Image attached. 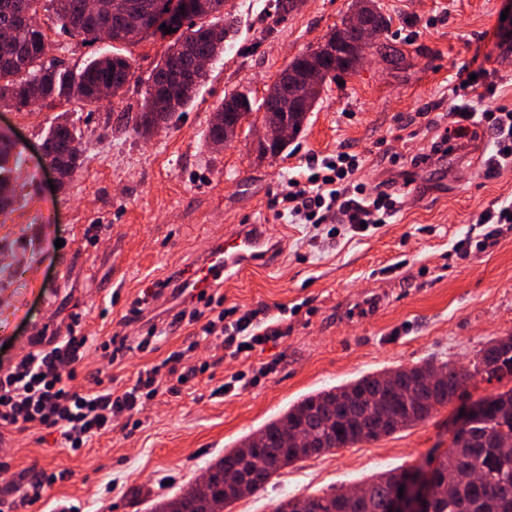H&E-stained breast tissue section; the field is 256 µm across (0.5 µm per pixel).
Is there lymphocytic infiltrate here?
Segmentation results:
<instances>
[{"instance_id": "f902f5d3", "label": "lymphocytic infiltrate", "mask_w": 512, "mask_h": 512, "mask_svg": "<svg viewBox=\"0 0 512 512\" xmlns=\"http://www.w3.org/2000/svg\"><path fill=\"white\" fill-rule=\"evenodd\" d=\"M453 129L432 139L428 152L412 157L413 166L433 164L439 157L463 150L471 127H486L492 135L491 169L512 166V107L498 103L499 85L493 75L465 80L451 90ZM361 156L339 151L311 157L305 171L293 176L290 189L280 201L282 209L302 223L325 224L332 218L360 228L383 224L399 210L401 201L393 187L395 178L374 188L357 180L363 168ZM197 326V340L187 351H176L150 368L139 371L134 383L119 392L91 391L74 385L75 366L89 352L116 362L126 353L149 351L156 327H149L138 343L128 337L111 336L102 342L81 332L80 317H73L63 336L41 343L15 364L0 369V439L32 430L59 433L65 448L79 451L94 437L111 430L123 414L143 409L157 397L161 387L179 393L185 382L205 374L210 361L191 360L200 343L219 342L226 358H250L281 336L279 328L257 321L255 313H235L225 307L223 295H209L202 306L185 308L173 315L171 327Z\"/></svg>"}]
</instances>
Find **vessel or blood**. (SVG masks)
Here are the masks:
<instances>
[{
  "instance_id": "1",
  "label": "vessel or blood",
  "mask_w": 512,
  "mask_h": 512,
  "mask_svg": "<svg viewBox=\"0 0 512 512\" xmlns=\"http://www.w3.org/2000/svg\"><path fill=\"white\" fill-rule=\"evenodd\" d=\"M276 251L264 225L237 224L218 238L197 260L191 272L183 274L179 286L193 299L209 296L232 271L270 262Z\"/></svg>"
}]
</instances>
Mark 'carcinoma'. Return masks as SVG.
<instances>
[{"mask_svg":"<svg viewBox=\"0 0 512 512\" xmlns=\"http://www.w3.org/2000/svg\"><path fill=\"white\" fill-rule=\"evenodd\" d=\"M15 0H0V30L11 33L15 55L0 59V103L18 110L27 100L66 101L92 105L100 102L99 89L112 87L118 97L133 78L130 60L119 54L105 55L90 61L78 77L68 71L47 67L43 58L52 43L44 27L22 23L14 7ZM61 27L83 40L98 39L99 28L108 25L112 40H127L129 30L165 13L168 0H123L121 21L112 16L91 15L85 0H49ZM355 9L364 14L377 40L389 31L390 20L375 0H354ZM208 15L190 19L186 30L175 43L189 41L198 55L218 59L224 47L214 43L211 28L223 34L233 31L235 17L224 11V0H205ZM358 57L345 54L338 64L329 65L324 80L332 81L339 72H353ZM167 61L161 60L149 81L161 85L157 93H146L143 111L130 118L132 130L146 136L162 117L158 104L173 99L176 109L163 117L172 120L193 102L207 74L195 83L172 82L175 92L167 95L165 83ZM283 94L273 84L260 108L273 114ZM81 133L60 113L50 125L43 144L48 149L47 162L70 178L79 167ZM17 145L0 134V211L9 205L13 193L11 159L17 158ZM512 375V335L498 338L479 350L470 366L462 368L451 361L439 365L425 363L396 370L394 383L387 385L382 374L365 375L344 386L308 395L279 419L271 421L245 437L239 445L207 468L205 493L186 490L161 499L152 512H224L235 501L265 489L270 480L289 465L319 456L338 448H352L362 442L376 441L401 429L429 419L436 406H446L456 395L459 378L482 376L499 380ZM466 428L452 440L448 453L436 460L429 475L437 488L432 512H512V450L501 447L505 438L512 439V389L481 399L467 413ZM415 469L389 470L374 476L364 486L359 498L340 500L337 493L308 495L309 512H389L396 478L409 477Z\"/></svg>","mask_w":512,"mask_h":512,"instance_id":"1","label":"carcinoma"}]
</instances>
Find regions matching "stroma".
Instances as JSON below:
<instances>
[{
  "label": "stroma",
  "mask_w": 512,
  "mask_h": 512,
  "mask_svg": "<svg viewBox=\"0 0 512 512\" xmlns=\"http://www.w3.org/2000/svg\"><path fill=\"white\" fill-rule=\"evenodd\" d=\"M237 17L233 48L213 65L179 120L143 138L126 124L141 110L146 83L174 34L131 44L85 41L41 12L52 40L49 59L80 72L112 52L129 58L134 76L114 103L43 102L23 111L0 106V131L17 142L12 224L0 223V367L33 350L39 337L64 333L71 315L86 335L139 336L167 322L189 299L166 290L140 321L126 323L133 301L173 281L233 224H263L278 250L273 262L229 275L225 306L274 317L289 314L284 335L249 359L223 360L180 394L155 398L136 429L115 426L72 453L54 437L25 433L0 441V498L14 512H151L159 497L186 490L207 466L247 435L280 418L303 397L359 377L453 360L465 367L491 340L512 334V224L492 245L464 249L485 233L479 214L512 202V167L489 171L476 152L447 157L399 185L403 204L388 223L365 231L346 224L291 223L276 214L288 175L308 157L338 151L366 160L368 185L394 165H409L427 137L403 141L404 127L434 120L452 126L448 95L462 64L476 62L502 79L500 103L512 104V0H378L391 20L356 73L321 93L304 132L286 153L262 158L253 147V112L238 140L219 151L206 144L208 124L225 97L240 92L261 104L296 55L317 45L350 11L352 0H297L277 18L274 0H254ZM436 26H427L432 16ZM72 112L81 138L80 166L65 183L45 167L40 147L53 118ZM120 143L123 158L112 156ZM195 327L161 338L152 353L110 365L99 356L77 367L76 384L120 390L137 371L185 348ZM272 368L260 383L227 395L218 388L239 371ZM455 405L424 423L353 448L285 468L265 490L229 512H274L289 494L352 490L371 475L422 466L450 440ZM63 473L36 504L22 493L40 472Z\"/></svg>",
  "instance_id": "stroma-1"
}]
</instances>
